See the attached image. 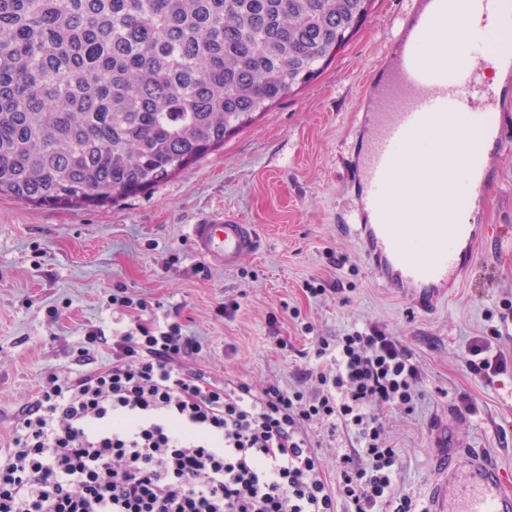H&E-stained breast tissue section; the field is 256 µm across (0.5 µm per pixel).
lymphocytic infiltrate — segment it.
<instances>
[{
  "instance_id": "lymphocytic-infiltrate-1",
  "label": "lymphocytic infiltrate",
  "mask_w": 512,
  "mask_h": 512,
  "mask_svg": "<svg viewBox=\"0 0 512 512\" xmlns=\"http://www.w3.org/2000/svg\"><path fill=\"white\" fill-rule=\"evenodd\" d=\"M501 336L466 349L488 384L507 369ZM199 348L180 323L142 319L113 337L109 367L47 378L0 454V512H414L384 422L413 411L423 380L398 337L318 338L293 391L219 387L188 366ZM315 424L346 441L332 484Z\"/></svg>"
}]
</instances>
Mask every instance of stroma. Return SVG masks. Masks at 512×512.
<instances>
[{
	"label": "stroma",
	"instance_id": "stroma-1",
	"mask_svg": "<svg viewBox=\"0 0 512 512\" xmlns=\"http://www.w3.org/2000/svg\"><path fill=\"white\" fill-rule=\"evenodd\" d=\"M413 0H373L363 25L320 75L148 193L91 209L0 199V449L40 382L108 365L109 337L140 315L179 322L201 349L191 362L216 385L297 388L313 339L376 325L398 336L423 382L412 414L385 416L403 468L398 489L423 512L436 481L440 428L512 470V369L487 385L463 365L470 341L512 304V147L490 157L493 184L473 223L492 251L458 287L420 308L412 291L376 279L352 227L337 223L354 191L344 173L363 80ZM254 225L257 251L231 268L199 258L188 224L218 211ZM322 286L319 296L308 285ZM125 305H118V298ZM146 301V312L134 309ZM469 396L477 413L461 409Z\"/></svg>",
	"mask_w": 512,
	"mask_h": 512
}]
</instances>
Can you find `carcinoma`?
Segmentation results:
<instances>
[{"mask_svg": "<svg viewBox=\"0 0 512 512\" xmlns=\"http://www.w3.org/2000/svg\"><path fill=\"white\" fill-rule=\"evenodd\" d=\"M371 0H0V198L100 207L303 87Z\"/></svg>", "mask_w": 512, "mask_h": 512, "instance_id": "cac0c4a2", "label": "carcinoma"}]
</instances>
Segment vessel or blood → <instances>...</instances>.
Instances as JSON below:
<instances>
[{
	"mask_svg": "<svg viewBox=\"0 0 512 512\" xmlns=\"http://www.w3.org/2000/svg\"><path fill=\"white\" fill-rule=\"evenodd\" d=\"M499 4L420 0L402 16L394 50L385 52L372 74L384 105L367 111L371 132L359 139L346 174L356 200L349 218L383 287L409 289L423 302L437 289L460 283L477 256L480 227L448 225L445 215L485 194L491 172L483 145L512 146V118L499 102H488L478 112L470 109L471 78L484 67L480 54L462 55L452 41L441 48L440 64L433 65L424 48L433 33L453 26L459 39L466 38L473 19L496 13ZM425 139L443 172L433 178L424 171L416 178L421 188L410 211L428 213L430 220L415 235L408 213H393L387 201L407 154ZM189 236L199 256L228 268L258 246L255 228L227 213L198 219ZM438 437L440 477L428 512H512L503 468L482 451L462 452L452 428L440 429Z\"/></svg>",
	"mask_w": 512,
	"mask_h": 512,
	"instance_id": "1",
	"label": "vessel or blood"
}]
</instances>
